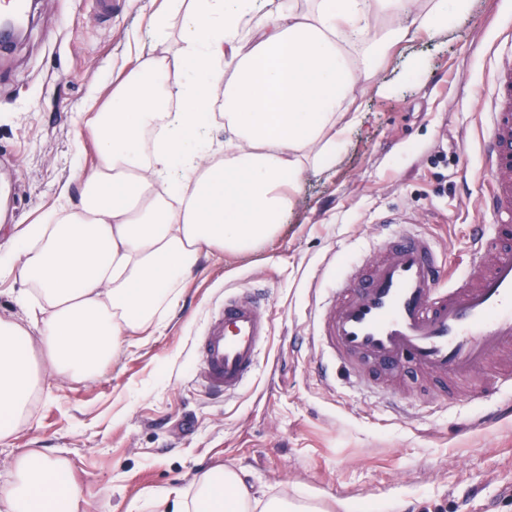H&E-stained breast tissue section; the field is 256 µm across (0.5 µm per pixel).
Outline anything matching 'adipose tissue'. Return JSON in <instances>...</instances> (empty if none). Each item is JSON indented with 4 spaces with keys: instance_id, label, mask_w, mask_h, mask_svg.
<instances>
[{
    "instance_id": "adipose-tissue-1",
    "label": "adipose tissue",
    "mask_w": 512,
    "mask_h": 512,
    "mask_svg": "<svg viewBox=\"0 0 512 512\" xmlns=\"http://www.w3.org/2000/svg\"><path fill=\"white\" fill-rule=\"evenodd\" d=\"M470 0H167L156 43L88 102L98 163L79 192L63 185L39 223L0 244V275L23 320L0 318V446L28 421L51 377L98 375L176 307L210 256L273 237L306 172L332 169L357 123L356 88L404 43L435 37ZM223 115H216L214 103ZM223 137H216V128ZM65 459L27 450L0 485V512H78ZM170 512H322L251 493L237 470L210 469Z\"/></svg>"
}]
</instances>
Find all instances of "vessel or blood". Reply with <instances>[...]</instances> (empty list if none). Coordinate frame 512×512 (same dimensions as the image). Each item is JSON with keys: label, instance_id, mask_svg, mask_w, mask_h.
I'll list each match as a JSON object with an SVG mask.
<instances>
[{"label": "vessel or blood", "instance_id": "vessel-or-blood-1", "mask_svg": "<svg viewBox=\"0 0 512 512\" xmlns=\"http://www.w3.org/2000/svg\"><path fill=\"white\" fill-rule=\"evenodd\" d=\"M489 131L483 145L488 173L481 203L487 223L471 235L470 273L446 284L435 244L412 227L385 242L386 257L367 273L343 267L319 307L311 342L317 374L365 381L367 366L442 381L480 383L497 356L512 352V40L495 65ZM262 289L225 295L197 345L198 383L225 397L256 373L269 326Z\"/></svg>", "mask_w": 512, "mask_h": 512}]
</instances>
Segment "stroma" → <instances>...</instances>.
I'll list each match as a JSON object with an SVG mask.
<instances>
[{
  "mask_svg": "<svg viewBox=\"0 0 512 512\" xmlns=\"http://www.w3.org/2000/svg\"><path fill=\"white\" fill-rule=\"evenodd\" d=\"M162 0H123L101 19L91 0H37L24 37L0 54V222L30 224L96 148L82 112L107 105L137 63ZM512 30V0H472L448 33L411 42L361 82L363 121L335 167L310 172L280 231L244 255L218 254L187 283L158 330L81 382L56 380L29 424L0 447V483L19 450L66 459L89 512H162L170 491L193 497L206 469L231 467L259 497L366 512H512V385L490 366L491 395L462 384L441 400L435 379L396 372L414 413L315 373L307 324L348 263L367 264L390 219H414L455 279L468 270L480 191L492 49ZM264 285L271 334L251 383L233 399L195 381V341L226 290Z\"/></svg>",
  "mask_w": 512,
  "mask_h": 512,
  "instance_id": "35a3bbf8",
  "label": "stroma"
}]
</instances>
